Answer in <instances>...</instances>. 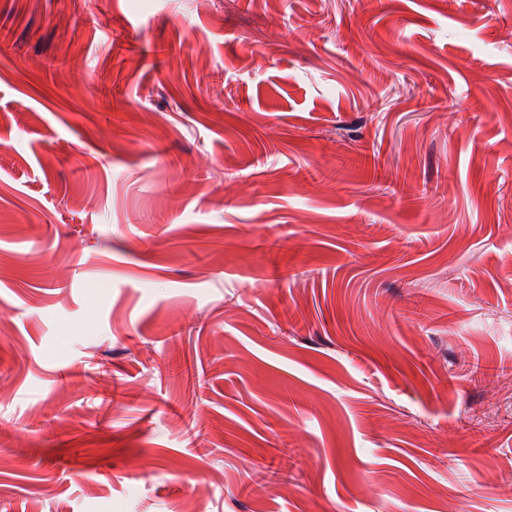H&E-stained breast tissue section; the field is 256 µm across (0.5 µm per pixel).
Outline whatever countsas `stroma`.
Here are the masks:
<instances>
[{"label":"stroma","instance_id":"stroma-1","mask_svg":"<svg viewBox=\"0 0 512 512\" xmlns=\"http://www.w3.org/2000/svg\"><path fill=\"white\" fill-rule=\"evenodd\" d=\"M196 498L512 512V0H0V512Z\"/></svg>","mask_w":512,"mask_h":512}]
</instances>
